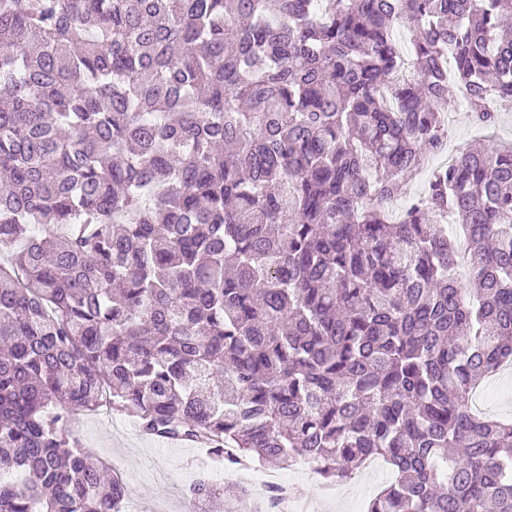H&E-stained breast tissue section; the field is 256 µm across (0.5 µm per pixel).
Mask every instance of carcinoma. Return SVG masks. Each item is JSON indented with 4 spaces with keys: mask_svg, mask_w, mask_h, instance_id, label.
Returning a JSON list of instances; mask_svg holds the SVG:
<instances>
[{
    "mask_svg": "<svg viewBox=\"0 0 512 512\" xmlns=\"http://www.w3.org/2000/svg\"><path fill=\"white\" fill-rule=\"evenodd\" d=\"M512 0H0V512H122L102 404L367 512H512ZM410 33V55L396 37ZM428 169L425 191L388 205ZM470 228L464 287L448 216ZM191 512H255L207 479ZM448 122V155L468 147L478 146L485 139L507 144L512 142V111L500 112L499 122L493 128L482 129L472 124L465 103L452 85L448 86V100L441 106ZM488 394L483 401L484 413L495 419H512V368L508 375L489 380ZM385 466L387 477H382L373 468L362 467L354 472L350 478L341 485L326 486L321 483L316 472L307 468V471L294 469L295 466L287 468H271L260 466L265 472H278L288 477L286 485H293L294 493L303 499L309 500L312 504L318 505V512H365L367 504L372 496L389 480L388 466ZM389 471V472H388ZM327 487H335L336 490L324 493ZM339 491L336 497V492Z\"/></svg>",
    "mask_w": 512,
    "mask_h": 512,
    "instance_id": "1",
    "label": "carcinoma"
}]
</instances>
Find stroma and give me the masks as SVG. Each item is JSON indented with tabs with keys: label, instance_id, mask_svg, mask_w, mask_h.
I'll return each mask as SVG.
<instances>
[{
	"label": "stroma",
	"instance_id": "35a3bbf8",
	"mask_svg": "<svg viewBox=\"0 0 512 512\" xmlns=\"http://www.w3.org/2000/svg\"><path fill=\"white\" fill-rule=\"evenodd\" d=\"M443 109L450 154L487 139L512 142V111L501 112L495 127L479 128L472 124L464 102L453 90ZM72 434L121 477L135 512H185L184 493L203 476L212 477L221 486L239 482L234 471L214 473L207 448L170 444L145 435L132 418L117 412L106 421L93 411L81 413L73 423ZM283 473L294 493L316 504L318 512H366L369 500L386 482L376 469L365 466L339 485L337 492L329 493L314 471L287 467Z\"/></svg>",
	"mask_w": 512,
	"mask_h": 512
}]
</instances>
